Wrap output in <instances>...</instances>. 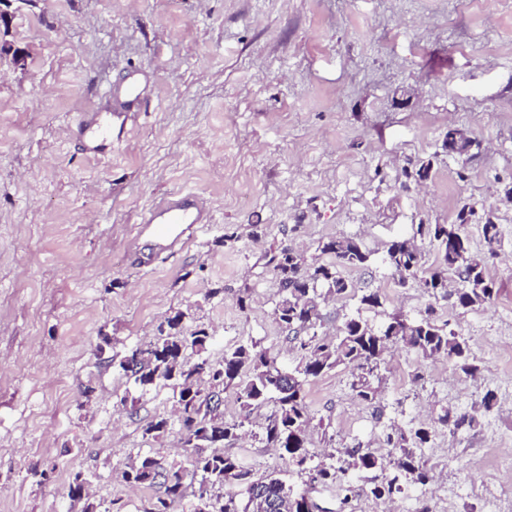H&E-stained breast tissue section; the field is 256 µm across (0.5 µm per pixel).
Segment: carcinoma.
I'll return each mask as SVG.
<instances>
[{
    "label": "carcinoma",
    "mask_w": 512,
    "mask_h": 512,
    "mask_svg": "<svg viewBox=\"0 0 512 512\" xmlns=\"http://www.w3.org/2000/svg\"><path fill=\"white\" fill-rule=\"evenodd\" d=\"M476 213L475 205L466 202L456 223L414 224L410 236L392 241L382 264L395 284L412 283L429 297L457 308L489 304L499 291L488 273V262L495 255L500 229L485 212L477 226L486 250H474L468 226ZM425 241L436 251L429 267L420 246ZM316 251L319 257L310 261L302 251L281 244L265 255L266 266L279 284L274 319L295 354L293 364L278 363L251 338L224 347L222 359L212 360L208 348L213 335L199 323L198 304L161 319L152 341L112 357V366L137 393L132 402L123 399L122 404L134 407L160 387L172 390L175 417L152 420L143 428V438L157 441L174 431L185 452L183 462L140 452L128 457L123 480L154 491L142 512H180L187 483L194 486V499H211L213 512H309L310 493L319 485L333 484L340 492L339 512H353L352 484L363 474L370 475L372 497L384 501L406 486L424 488L432 482L423 452L435 435L432 425L422 423L412 429L392 420L375 443L353 441L337 456L311 448L314 416L306 385L343 367L350 371L352 397L372 406L386 379L384 353L396 344L425 359L448 358L465 379L476 378L480 366L464 336L449 328L434 307L415 316L387 314L378 291L359 288L344 276L346 269L372 263V253L360 242L344 236L323 239ZM335 297L356 299L358 307L335 334H320L321 306ZM370 313L385 319L376 323ZM230 389L236 393L240 417L226 421L210 395ZM495 402L496 395L487 391L468 410L441 409L434 422L471 431ZM269 404L274 410L261 426V441L280 451L285 469L258 475L239 456L227 452L226 444L240 439L253 413ZM287 474L302 478V486L287 482Z\"/></svg>",
    "instance_id": "carcinoma-1"
}]
</instances>
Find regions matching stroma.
I'll return each mask as SVG.
<instances>
[{"label":"stroma","mask_w":512,"mask_h":512,"mask_svg":"<svg viewBox=\"0 0 512 512\" xmlns=\"http://www.w3.org/2000/svg\"><path fill=\"white\" fill-rule=\"evenodd\" d=\"M0 41L25 53L0 59V512H80L67 496L80 470L97 475L91 502L140 512L152 492L121 469L137 451L181 459L176 435L142 437L172 391L119 410L129 385L109 357L196 301L213 359L247 336L278 355L270 246L311 258L319 240L348 236L379 255L410 225L454 222L466 202L500 224L493 303H434L375 266L345 275L387 311L435 306L467 338L478 381L398 348L377 405L351 397L346 370L306 391L320 450L377 436L397 399L426 419L493 391L468 437L441 427L425 451L435 512H480L486 465L512 455V205L498 202L512 186V16L498 0H0ZM131 71L140 111L111 155L85 156L76 115ZM452 125L481 142L475 159L443 150ZM427 160L424 184L406 178ZM175 190L205 196L214 222L141 266L128 249L136 222Z\"/></svg>","instance_id":"stroma-1"}]
</instances>
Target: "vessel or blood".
I'll return each instance as SVG.
<instances>
[{"label":"vessel or blood","mask_w":512,"mask_h":512,"mask_svg":"<svg viewBox=\"0 0 512 512\" xmlns=\"http://www.w3.org/2000/svg\"><path fill=\"white\" fill-rule=\"evenodd\" d=\"M110 95L111 111L93 109L81 113L74 126L87 154L101 157L111 154L115 136L124 133L131 113L142 105L141 85L131 76L114 84ZM212 221L210 204L201 194L173 192L160 196L141 214L136 227L134 243L150 244L149 251L138 254L141 263L148 267L161 255L180 250Z\"/></svg>","instance_id":"1"}]
</instances>
